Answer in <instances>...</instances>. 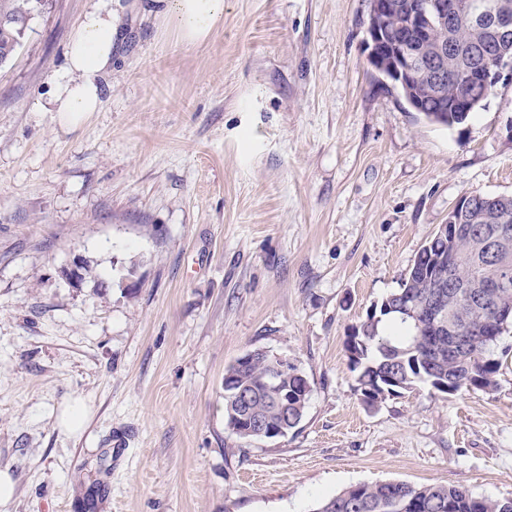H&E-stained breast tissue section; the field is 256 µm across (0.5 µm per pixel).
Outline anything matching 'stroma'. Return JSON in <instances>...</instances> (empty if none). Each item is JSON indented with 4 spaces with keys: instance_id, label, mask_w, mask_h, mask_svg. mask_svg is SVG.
<instances>
[{
    "instance_id": "35a3bbf8",
    "label": "stroma",
    "mask_w": 512,
    "mask_h": 512,
    "mask_svg": "<svg viewBox=\"0 0 512 512\" xmlns=\"http://www.w3.org/2000/svg\"><path fill=\"white\" fill-rule=\"evenodd\" d=\"M94 2L48 0L0 67L7 512H312L388 481L512 498L511 329L491 393L370 409L345 352L460 197L512 195V81L447 129L371 65L369 0H224L201 46L112 0L100 110L66 130L39 105ZM257 349L311 392L287 436L243 441L224 371ZM76 397L77 437L56 419Z\"/></svg>"
}]
</instances>
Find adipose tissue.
I'll return each mask as SVG.
<instances>
[{"mask_svg": "<svg viewBox=\"0 0 512 512\" xmlns=\"http://www.w3.org/2000/svg\"><path fill=\"white\" fill-rule=\"evenodd\" d=\"M165 13L183 42L201 45L223 18L224 0H166ZM118 39L117 17L107 0H97L76 26L63 73L49 92L45 109L60 125L79 126L99 111L102 80L112 69Z\"/></svg>", "mask_w": 512, "mask_h": 512, "instance_id": "adipose-tissue-1", "label": "adipose tissue"}]
</instances>
